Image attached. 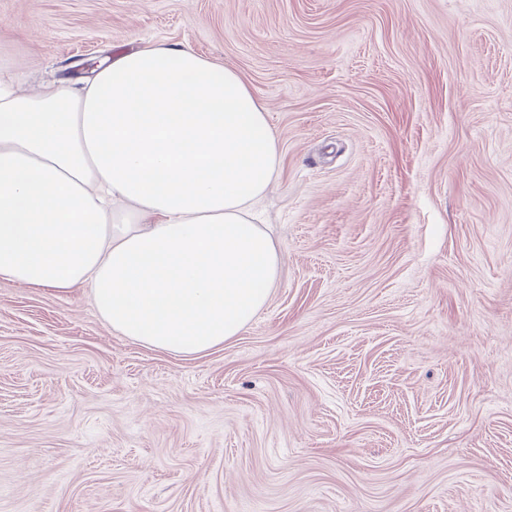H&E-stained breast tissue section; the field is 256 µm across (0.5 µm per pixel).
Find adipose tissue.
I'll use <instances>...</instances> for the list:
<instances>
[{
  "label": "adipose tissue",
  "instance_id": "obj_1",
  "mask_svg": "<svg viewBox=\"0 0 512 512\" xmlns=\"http://www.w3.org/2000/svg\"><path fill=\"white\" fill-rule=\"evenodd\" d=\"M280 151L232 67L149 42L80 89L0 82V279L89 290L113 331L201 356L279 280L253 208Z\"/></svg>",
  "mask_w": 512,
  "mask_h": 512
}]
</instances>
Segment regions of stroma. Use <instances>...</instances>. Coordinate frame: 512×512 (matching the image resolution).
I'll list each match as a JSON object with an SVG mask.
<instances>
[{
  "instance_id": "1",
  "label": "stroma",
  "mask_w": 512,
  "mask_h": 512,
  "mask_svg": "<svg viewBox=\"0 0 512 512\" xmlns=\"http://www.w3.org/2000/svg\"><path fill=\"white\" fill-rule=\"evenodd\" d=\"M145 41L282 156L280 283L204 356L0 279V512H512V0H0V81Z\"/></svg>"
}]
</instances>
